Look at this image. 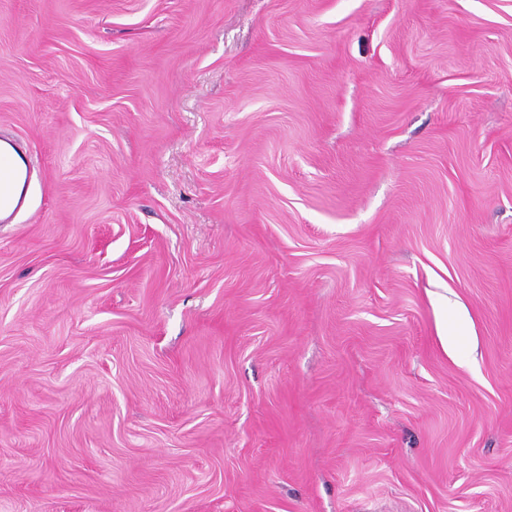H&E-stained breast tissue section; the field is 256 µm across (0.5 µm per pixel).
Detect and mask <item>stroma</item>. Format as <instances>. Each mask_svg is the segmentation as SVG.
Returning <instances> with one entry per match:
<instances>
[{
	"instance_id": "obj_1",
	"label": "stroma",
	"mask_w": 512,
	"mask_h": 512,
	"mask_svg": "<svg viewBox=\"0 0 512 512\" xmlns=\"http://www.w3.org/2000/svg\"><path fill=\"white\" fill-rule=\"evenodd\" d=\"M2 136L0 512H512V0H0ZM21 179L13 155L6 150L0 151V212L11 211V214L21 209L25 197L18 192Z\"/></svg>"
}]
</instances>
